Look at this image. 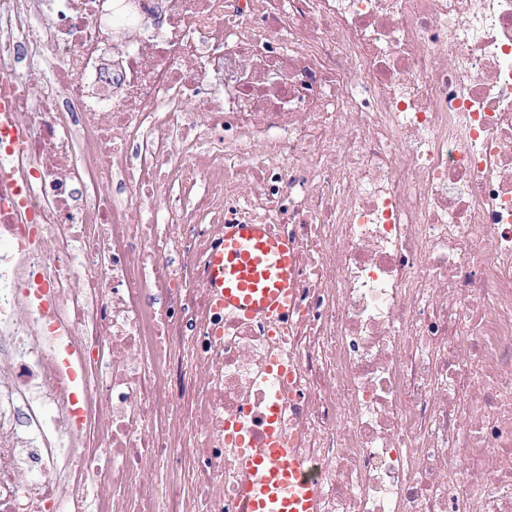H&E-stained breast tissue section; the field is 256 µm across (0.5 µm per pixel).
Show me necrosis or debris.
Returning a JSON list of instances; mask_svg holds the SVG:
<instances>
[{
    "instance_id": "necrosis-or-debris-1",
    "label": "necrosis or debris",
    "mask_w": 512,
    "mask_h": 512,
    "mask_svg": "<svg viewBox=\"0 0 512 512\" xmlns=\"http://www.w3.org/2000/svg\"><path fill=\"white\" fill-rule=\"evenodd\" d=\"M0 70V512H240L275 400L320 512H512V0H0ZM211 301L224 314L286 320L296 289L293 241L269 224H228L224 241L208 255Z\"/></svg>"
}]
</instances>
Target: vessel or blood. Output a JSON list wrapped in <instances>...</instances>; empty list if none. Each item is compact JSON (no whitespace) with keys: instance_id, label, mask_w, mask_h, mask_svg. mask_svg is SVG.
<instances>
[{"instance_id":"vessel-or-blood-1","label":"vessel or blood","mask_w":512,"mask_h":512,"mask_svg":"<svg viewBox=\"0 0 512 512\" xmlns=\"http://www.w3.org/2000/svg\"><path fill=\"white\" fill-rule=\"evenodd\" d=\"M211 301L225 314L250 319L284 320L292 308L297 273L293 241L267 224H228L224 241L208 255ZM280 405L271 403L260 444L240 425L225 431L240 447L238 467L246 475V512H319V495L310 467L279 429Z\"/></svg>"}]
</instances>
